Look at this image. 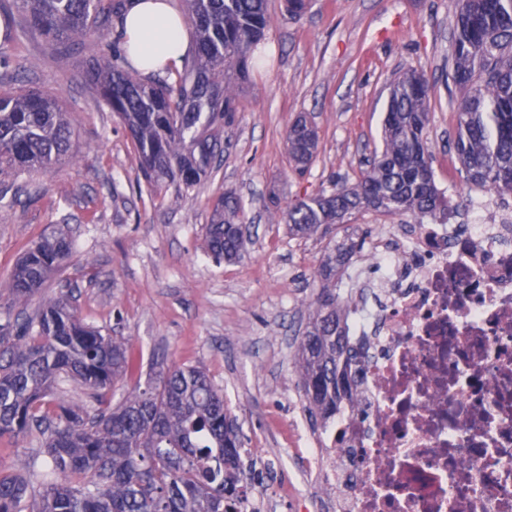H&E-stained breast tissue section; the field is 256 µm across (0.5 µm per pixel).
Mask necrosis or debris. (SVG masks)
Instances as JSON below:
<instances>
[{"instance_id":"obj_1","label":"necrosis or debris","mask_w":512,"mask_h":512,"mask_svg":"<svg viewBox=\"0 0 512 512\" xmlns=\"http://www.w3.org/2000/svg\"><path fill=\"white\" fill-rule=\"evenodd\" d=\"M368 257L294 512H512V205L483 191L468 223L391 227Z\"/></svg>"}]
</instances>
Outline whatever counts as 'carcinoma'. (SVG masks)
Returning a JSON list of instances; mask_svg holds the SVG:
<instances>
[{
  "label": "carcinoma",
  "instance_id": "1",
  "mask_svg": "<svg viewBox=\"0 0 512 512\" xmlns=\"http://www.w3.org/2000/svg\"><path fill=\"white\" fill-rule=\"evenodd\" d=\"M197 56L172 86L143 81L124 57L93 54L87 81L129 131L140 171L156 191L187 192L210 178L224 146L215 131L234 121L240 92L260 58L272 23L268 0H186ZM452 80L465 92L457 113L455 150L470 184L512 193V0H452ZM117 0H0L19 27L58 52L67 44L98 45L118 13ZM430 85L407 71L390 82L382 149L350 183L273 202V218L296 235L327 236L354 213L373 211L445 218L449 201L435 183L427 144ZM72 123L56 93L38 88L0 93V201L21 173H48L65 160ZM288 153L306 167L318 144L301 116L288 130ZM240 202L226 191L204 227L206 251L233 261L246 249L238 234ZM363 241L328 246L321 289L297 337L296 370L307 409L322 426L336 415L347 386L336 275ZM72 253L63 229L29 248L6 289L26 305ZM142 368L129 339L85 323L60 295L22 311L0 336V437L37 433L53 479L0 470V512H240L243 478L239 432L222 390L198 366L160 368L112 401L117 384ZM87 391L76 403L61 385Z\"/></svg>",
  "mask_w": 512,
  "mask_h": 512
}]
</instances>
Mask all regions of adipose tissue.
<instances>
[{
  "label": "adipose tissue",
  "instance_id": "1",
  "mask_svg": "<svg viewBox=\"0 0 512 512\" xmlns=\"http://www.w3.org/2000/svg\"><path fill=\"white\" fill-rule=\"evenodd\" d=\"M118 30L131 67L145 79L180 68L192 49L174 0H130Z\"/></svg>",
  "mask_w": 512,
  "mask_h": 512
}]
</instances>
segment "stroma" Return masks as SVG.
I'll return each instance as SVG.
<instances>
[{"label":"stroma","instance_id":"stroma-1","mask_svg":"<svg viewBox=\"0 0 512 512\" xmlns=\"http://www.w3.org/2000/svg\"><path fill=\"white\" fill-rule=\"evenodd\" d=\"M273 21L265 57L221 132L224 156L190 193L147 188L138 154L119 119L89 90L87 49L52 53L37 36L0 38V92H56L74 129L69 157L46 174L17 177L16 200L0 201V282L22 254L60 225L74 253L42 297L69 295L78 315L128 337L143 358L197 365L224 391L246 448L267 454L289 444L288 427L307 419L295 370L296 336L318 287L330 240L377 236L405 215L372 211L333 227L330 238L289 235L266 210L357 179L381 147L391 77L422 72L432 86L427 142L438 187L458 224L477 193L453 149L462 94L451 79L454 18L449 0H310L289 18L269 0ZM316 126L318 151L305 173L288 156L286 135L298 116ZM233 191L251 237L242 258L205 255L203 227L214 200ZM52 467L38 435L0 438V469L18 461Z\"/></svg>","mask_w":512,"mask_h":512}]
</instances>
